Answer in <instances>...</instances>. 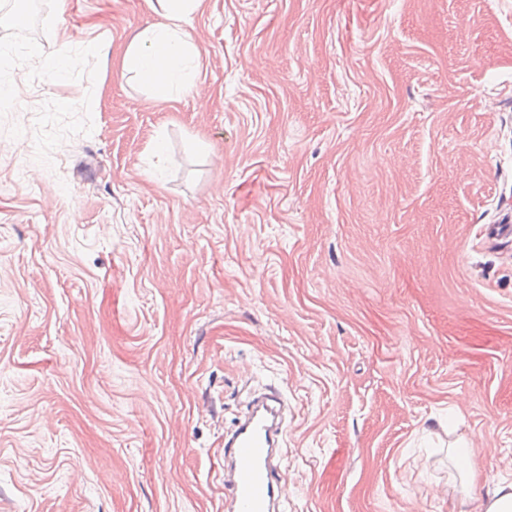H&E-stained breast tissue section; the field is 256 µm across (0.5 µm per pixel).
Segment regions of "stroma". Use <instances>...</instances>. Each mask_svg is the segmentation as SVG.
<instances>
[{
	"mask_svg": "<svg viewBox=\"0 0 512 512\" xmlns=\"http://www.w3.org/2000/svg\"><path fill=\"white\" fill-rule=\"evenodd\" d=\"M31 2L0 27V512H224L273 380L288 512H449L455 434L476 492L512 478V0H206L161 106L116 71L146 0Z\"/></svg>",
	"mask_w": 512,
	"mask_h": 512,
	"instance_id": "stroma-1",
	"label": "stroma"
}]
</instances>
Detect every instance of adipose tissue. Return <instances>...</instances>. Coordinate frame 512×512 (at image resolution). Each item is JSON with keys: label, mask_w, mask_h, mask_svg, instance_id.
<instances>
[{"label": "adipose tissue", "mask_w": 512, "mask_h": 512, "mask_svg": "<svg viewBox=\"0 0 512 512\" xmlns=\"http://www.w3.org/2000/svg\"><path fill=\"white\" fill-rule=\"evenodd\" d=\"M160 16L159 24L134 33L125 50L121 69L135 75L148 88L154 104L165 105L192 91V77L200 65V54L187 31L194 15L204 9L205 0H146ZM463 463L459 483L450 484L453 505L458 512H512V479H501L483 495L472 493L476 473L465 439L455 443Z\"/></svg>", "instance_id": "adipose-tissue-1"}]
</instances>
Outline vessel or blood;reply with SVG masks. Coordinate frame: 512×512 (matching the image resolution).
<instances>
[{
	"mask_svg": "<svg viewBox=\"0 0 512 512\" xmlns=\"http://www.w3.org/2000/svg\"><path fill=\"white\" fill-rule=\"evenodd\" d=\"M283 424V400L273 390L257 398L225 435V484L232 512H286L278 477Z\"/></svg>",
	"mask_w": 512,
	"mask_h": 512,
	"instance_id": "vessel-or-blood-1",
	"label": "vessel or blood"
}]
</instances>
